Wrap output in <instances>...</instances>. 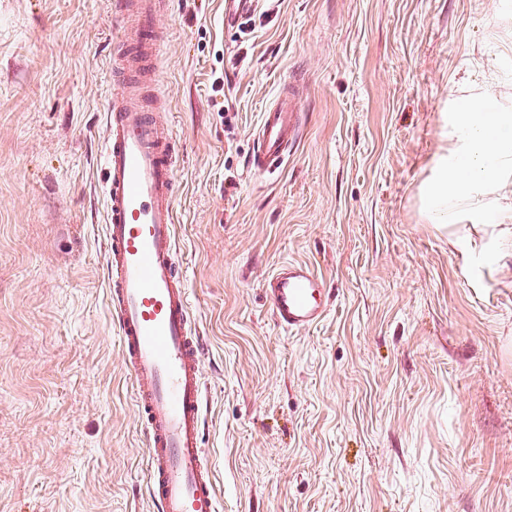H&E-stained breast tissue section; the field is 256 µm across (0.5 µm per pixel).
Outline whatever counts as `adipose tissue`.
Returning <instances> with one entry per match:
<instances>
[{"mask_svg":"<svg viewBox=\"0 0 512 512\" xmlns=\"http://www.w3.org/2000/svg\"><path fill=\"white\" fill-rule=\"evenodd\" d=\"M456 119L463 135L437 161L426 193L428 223H454L460 202L479 214L492 206L511 213L512 114L493 110L482 94L464 101Z\"/></svg>","mask_w":512,"mask_h":512,"instance_id":"1","label":"adipose tissue"}]
</instances>
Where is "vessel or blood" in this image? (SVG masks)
Masks as SVG:
<instances>
[{
    "label": "vessel or blood",
    "instance_id": "1",
    "mask_svg": "<svg viewBox=\"0 0 512 512\" xmlns=\"http://www.w3.org/2000/svg\"><path fill=\"white\" fill-rule=\"evenodd\" d=\"M170 2L113 3L121 49L104 109V250L112 322L148 450V496L156 512H220L203 447L205 341L193 325L192 293L177 259L174 124L151 87L165 43L158 18ZM256 7L257 0H224L225 26ZM293 91L283 83L261 114L250 159L257 172L279 168L301 137ZM263 291L282 329H309L326 316V282L309 263L281 262Z\"/></svg>",
    "mask_w": 512,
    "mask_h": 512
}]
</instances>
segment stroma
<instances>
[{
    "instance_id": "stroma-1",
    "label": "stroma",
    "mask_w": 512,
    "mask_h": 512,
    "mask_svg": "<svg viewBox=\"0 0 512 512\" xmlns=\"http://www.w3.org/2000/svg\"><path fill=\"white\" fill-rule=\"evenodd\" d=\"M112 2L0 0V512H153L103 252ZM252 18L173 0L156 65L222 512H512V235L421 206L456 99L512 113V0H260ZM291 77L302 136L253 174ZM285 260L327 280L317 327L271 317Z\"/></svg>"
}]
</instances>
